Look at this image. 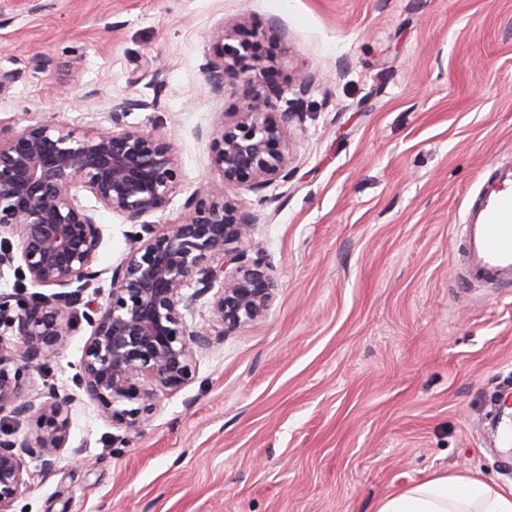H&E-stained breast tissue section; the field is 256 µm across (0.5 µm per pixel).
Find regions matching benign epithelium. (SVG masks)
I'll use <instances>...</instances> for the list:
<instances>
[{
	"mask_svg": "<svg viewBox=\"0 0 512 512\" xmlns=\"http://www.w3.org/2000/svg\"><path fill=\"white\" fill-rule=\"evenodd\" d=\"M205 70L214 94L229 82L258 80L249 47L233 30L212 33ZM281 97L278 85L264 83L247 111L213 134L211 163L225 184L258 192L288 181L282 146L302 102L280 111ZM129 110L128 101L113 99L106 115L111 128L80 134L48 120L20 130L0 125V268L33 286L60 288L0 293L3 324L16 337L9 345L0 341V413L35 419L25 433L0 430V512H12L30 485L27 459L39 457L50 467L66 447L78 396L125 436L139 434L159 394L192 383L197 350L263 317L275 297L271 259L253 245L257 217L238 202L198 189L179 223L143 221L168 209L182 166L163 134L125 124ZM77 190L139 227L110 270L97 267L103 230ZM105 274L110 290L101 303L85 292ZM209 293L213 325L188 322ZM80 319L91 334L72 378L79 395L62 396L51 386L33 392L24 372L49 364Z\"/></svg>",
	"mask_w": 512,
	"mask_h": 512,
	"instance_id": "7a95c632",
	"label": "benign epithelium"
}]
</instances>
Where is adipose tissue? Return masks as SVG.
I'll return each instance as SVG.
<instances>
[{"label": "adipose tissue", "mask_w": 512, "mask_h": 512, "mask_svg": "<svg viewBox=\"0 0 512 512\" xmlns=\"http://www.w3.org/2000/svg\"><path fill=\"white\" fill-rule=\"evenodd\" d=\"M375 512H512V490L476 477L435 473L383 496Z\"/></svg>", "instance_id": "ef3b65f1"}]
</instances>
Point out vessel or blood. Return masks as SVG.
I'll return each mask as SVG.
<instances>
[{
  "label": "vessel or blood",
  "instance_id": "1",
  "mask_svg": "<svg viewBox=\"0 0 512 512\" xmlns=\"http://www.w3.org/2000/svg\"><path fill=\"white\" fill-rule=\"evenodd\" d=\"M457 236L465 283L512 288V166L493 173ZM495 407L492 435L502 447H512V394L500 395Z\"/></svg>",
  "mask_w": 512,
  "mask_h": 512
}]
</instances>
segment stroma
<instances>
[{
  "label": "stroma",
  "instance_id": "stroma-1",
  "mask_svg": "<svg viewBox=\"0 0 512 512\" xmlns=\"http://www.w3.org/2000/svg\"><path fill=\"white\" fill-rule=\"evenodd\" d=\"M238 26L269 80L311 79L290 178L259 192L211 164V135L251 98L241 82L209 93L203 70L212 32ZM0 70L17 75L0 121L18 129L101 127L108 99L131 102L126 125L165 135L183 168L148 223H178L199 188L236 199L277 281L265 316L198 352L130 442L77 401L13 512H374L447 471L512 488L482 430L512 386V291L463 285L456 236L512 163V0H0ZM78 199L104 229L98 267L119 264L132 225ZM90 333L27 371L30 389L73 392Z\"/></svg>",
  "mask_w": 512,
  "mask_h": 512
}]
</instances>
